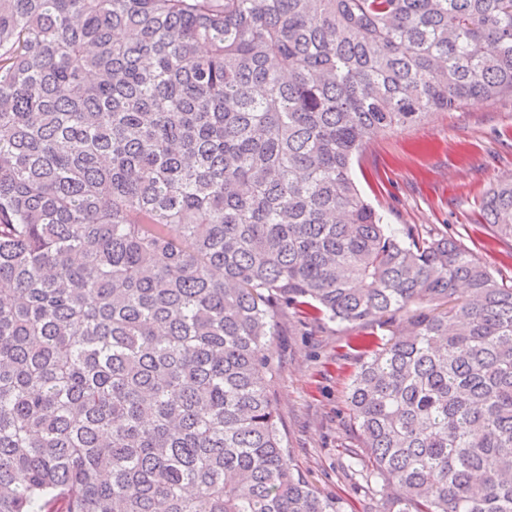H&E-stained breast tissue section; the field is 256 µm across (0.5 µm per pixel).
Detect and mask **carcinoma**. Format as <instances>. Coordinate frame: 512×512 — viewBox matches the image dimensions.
Segmentation results:
<instances>
[{
	"label": "carcinoma",
	"mask_w": 512,
	"mask_h": 512,
	"mask_svg": "<svg viewBox=\"0 0 512 512\" xmlns=\"http://www.w3.org/2000/svg\"><path fill=\"white\" fill-rule=\"evenodd\" d=\"M503 97L512 0H0V512H344L267 388L283 308L395 326L348 394L386 512H512V285L351 173Z\"/></svg>",
	"instance_id": "cac0c4a2"
}]
</instances>
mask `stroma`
<instances>
[{"mask_svg":"<svg viewBox=\"0 0 512 512\" xmlns=\"http://www.w3.org/2000/svg\"><path fill=\"white\" fill-rule=\"evenodd\" d=\"M363 195L393 227L449 236L512 284V239L481 219V205L512 183V98L474 100L455 112L375 134L354 163ZM357 324H306L285 309L275 319L268 380L288 450L319 492L345 512H382L358 474L360 450L348 392L361 352Z\"/></svg>","mask_w":512,"mask_h":512,"instance_id":"stroma-1","label":"stroma"}]
</instances>
